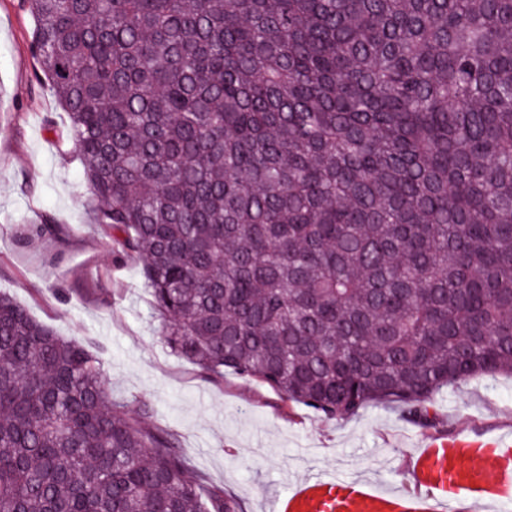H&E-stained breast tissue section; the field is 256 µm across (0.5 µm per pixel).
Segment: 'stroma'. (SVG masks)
<instances>
[{
	"label": "stroma",
	"mask_w": 512,
	"mask_h": 512,
	"mask_svg": "<svg viewBox=\"0 0 512 512\" xmlns=\"http://www.w3.org/2000/svg\"><path fill=\"white\" fill-rule=\"evenodd\" d=\"M25 0H0V291L92 351L116 399H136L147 425L175 433L190 465L238 501H266L301 476L366 477L412 490V453L426 439L512 432V377L481 376L437 396L436 425L392 406L324 418L272 388L231 373L202 375L165 346L141 266L120 260L92 222L74 150L45 117L68 122L44 84ZM53 217L62 231L31 241L26 227Z\"/></svg>",
	"instance_id": "35a3bbf8"
}]
</instances>
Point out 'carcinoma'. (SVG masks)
I'll return each mask as SVG.
<instances>
[{"mask_svg": "<svg viewBox=\"0 0 512 512\" xmlns=\"http://www.w3.org/2000/svg\"><path fill=\"white\" fill-rule=\"evenodd\" d=\"M170 351L328 419L512 375V0H26ZM0 293V509L237 512Z\"/></svg>", "mask_w": 512, "mask_h": 512, "instance_id": "1", "label": "carcinoma"}]
</instances>
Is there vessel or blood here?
<instances>
[{
    "mask_svg": "<svg viewBox=\"0 0 512 512\" xmlns=\"http://www.w3.org/2000/svg\"><path fill=\"white\" fill-rule=\"evenodd\" d=\"M415 492L377 489L364 477L308 476L269 502L270 512H499L512 504V437L429 440L411 460Z\"/></svg>",
    "mask_w": 512,
    "mask_h": 512,
    "instance_id": "b4317fda",
    "label": "vessel or blood"
}]
</instances>
